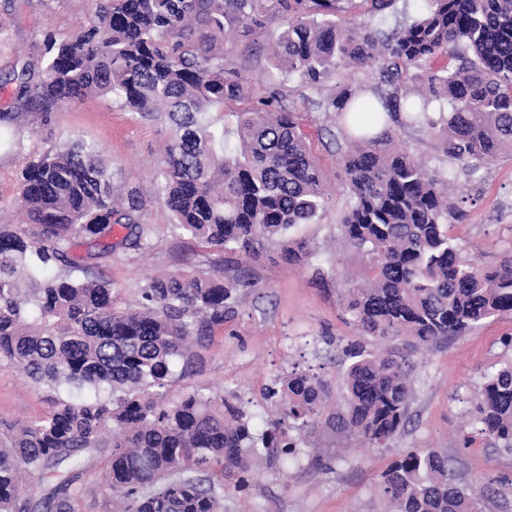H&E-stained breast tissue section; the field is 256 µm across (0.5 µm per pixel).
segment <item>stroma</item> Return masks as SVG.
<instances>
[{
	"mask_svg": "<svg viewBox=\"0 0 512 512\" xmlns=\"http://www.w3.org/2000/svg\"><path fill=\"white\" fill-rule=\"evenodd\" d=\"M95 0H0V127H22V148H0V219L23 223L17 210L19 175L29 157L68 140L94 145L112 169L116 194L136 190L143 202L141 217L152 233L140 251L116 249L102 261L120 306H136L147 276L197 269H222L225 276L248 275L254 288L239 298L227 319L198 357L177 364L168 396L177 399L196 389L222 394L232 389L256 416L266 414L263 386L291 366L318 373L339 402L347 364L342 349L362 343L370 350L404 351L401 339L361 336L348 323L343 298L351 280H362L365 261L347 248L339 222L347 211L346 178L337 164L339 137L333 115L317 105L319 91L288 78L272 63L271 46L283 20L267 15L261 26L223 44L255 93L282 89L301 123L322 169L331 196L328 209L313 224L295 228V240L309 252L288 261L277 246L258 255L218 253L197 247L173 228L163 205L157 167L171 129L162 117H145L102 96L61 102L42 110L17 94L14 73L28 71L38 80L46 56V39L63 40L95 11ZM466 213L452 233L464 255L482 266L497 263L512 247V156L505 155L462 182ZM413 397L408 423L389 447L359 446L349 429L320 419L302 435L305 454L299 463L282 461L254 467L249 486H224V512H389L378 490L382 473L403 453L424 448L447 456L461 482L479 494L482 512H512V452L498 448L473 423L469 411L483 373L512 363V316L492 317L468 335L451 338L411 355ZM45 391L10 365L0 364V426L35 419L48 409ZM108 452L88 456L85 492L76 512H112V492L102 481Z\"/></svg>",
	"mask_w": 512,
	"mask_h": 512,
	"instance_id": "stroma-1",
	"label": "stroma"
}]
</instances>
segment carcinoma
<instances>
[{"instance_id":"1","label":"carcinoma","mask_w":512,"mask_h":512,"mask_svg":"<svg viewBox=\"0 0 512 512\" xmlns=\"http://www.w3.org/2000/svg\"><path fill=\"white\" fill-rule=\"evenodd\" d=\"M397 0H98L93 16L60 43L47 36L39 81L15 75L18 95L47 107L109 96L132 112L165 114L172 137L159 168L161 200L179 234L217 252L257 253L304 245L290 232L330 202L299 115L280 89L254 97L235 64L217 51L232 31L248 33L268 13L283 18L273 59L319 90L349 77L319 105L346 140L337 164L350 203L345 245L365 260V283L346 310L365 336L403 337L413 351L512 315V248L493 267L462 256L450 235L464 215L448 187L512 154V0H424L411 23L372 25ZM339 14H351L347 27ZM446 59L436 68L433 62ZM251 106L224 121V103ZM448 112L435 117L432 103ZM441 135L436 169L394 144V128ZM23 224H0V364L19 368L53 394L41 417L0 435V512H74L84 492L80 452L110 449L107 482L120 512H224V481L268 457L300 460L294 434L329 408L326 382L295 368L261 390L275 411L260 428L240 398L166 391L179 360L196 355L236 313L250 278L182 271L151 276L136 309L117 305L112 279L89 260L117 246L144 250L149 225L127 191L119 206L112 170L81 142L29 158L21 170ZM127 233L112 241L114 226ZM86 247V255L74 253ZM349 365L342 424L364 444L387 448L407 424L410 358L342 350ZM473 419L512 450V365L483 376ZM67 463V475L32 495V479ZM390 512H480L474 488L448 458L410 451L383 473Z\"/></svg>"}]
</instances>
